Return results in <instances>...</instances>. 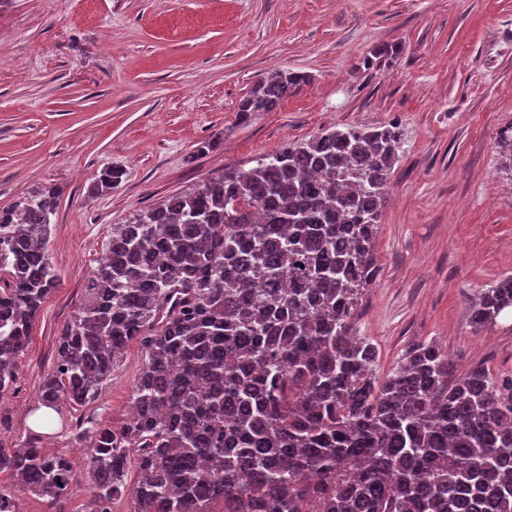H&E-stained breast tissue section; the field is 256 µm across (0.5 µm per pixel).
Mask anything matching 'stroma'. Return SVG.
<instances>
[{"instance_id": "1", "label": "stroma", "mask_w": 512, "mask_h": 512, "mask_svg": "<svg viewBox=\"0 0 512 512\" xmlns=\"http://www.w3.org/2000/svg\"><path fill=\"white\" fill-rule=\"evenodd\" d=\"M397 55L366 65L378 48ZM305 72L272 112L237 107L274 72ZM398 123L404 143L373 243L378 274L350 334L387 377L435 342L455 374L512 375V317L470 322L482 289L512 275V0H8L0 6V209L59 190L47 250L56 270L0 395V447L30 438L74 461L66 512L92 494L77 413L29 419L55 345L108 250L112 227L225 167L346 124ZM123 173L98 189L103 169ZM145 360L130 342L86 414L120 425Z\"/></svg>"}]
</instances>
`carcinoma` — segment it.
Returning <instances> with one entry per match:
<instances>
[{
	"label": "carcinoma",
	"instance_id": "cac0c4a2",
	"mask_svg": "<svg viewBox=\"0 0 512 512\" xmlns=\"http://www.w3.org/2000/svg\"><path fill=\"white\" fill-rule=\"evenodd\" d=\"M306 79L256 82L238 119ZM401 139L394 122L322 132L112 228L38 390L40 405L76 410L130 341L145 350L133 416L76 424L93 477L84 512H111L132 456L131 512H512V378L457 377L427 343L379 380L376 348L350 336ZM57 195L36 188L0 210V394L56 284ZM509 309L512 276L480 294L472 323ZM0 474L63 512L68 458L0 448Z\"/></svg>",
	"mask_w": 512,
	"mask_h": 512
}]
</instances>
